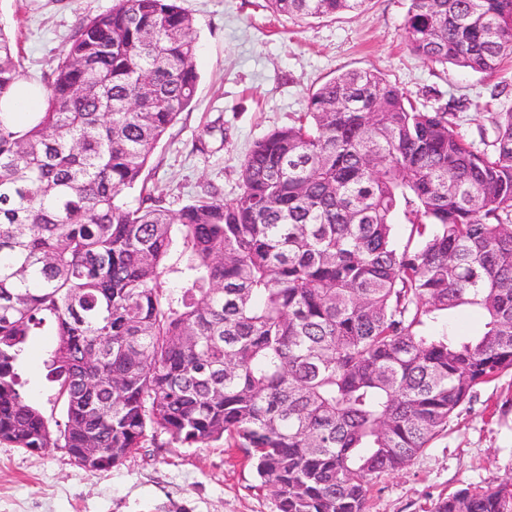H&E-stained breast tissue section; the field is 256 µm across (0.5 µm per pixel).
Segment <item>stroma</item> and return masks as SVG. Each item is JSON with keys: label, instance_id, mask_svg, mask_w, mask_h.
I'll return each instance as SVG.
<instances>
[{"label": "stroma", "instance_id": "obj_1", "mask_svg": "<svg viewBox=\"0 0 512 512\" xmlns=\"http://www.w3.org/2000/svg\"><path fill=\"white\" fill-rule=\"evenodd\" d=\"M118 0H0V26L15 39L20 73L42 81L82 19ZM192 16L200 75L192 107L156 148L145 175L176 211L207 186L239 192L251 144L293 122L306 99L337 74L370 69L434 109L460 105L458 129L479 140L487 113L512 107V52L493 74L426 63L406 47L409 0H369L357 14L288 18L266 0H181ZM52 320L29 336L17 364L20 392L50 421L65 407L47 380L57 347ZM512 482V374L478 388L446 431L404 469L374 480L369 512H431L458 488ZM0 512H276L238 449L217 440L181 445L162 435L126 460L91 472L65 449L31 454L0 441Z\"/></svg>", "mask_w": 512, "mask_h": 512}]
</instances>
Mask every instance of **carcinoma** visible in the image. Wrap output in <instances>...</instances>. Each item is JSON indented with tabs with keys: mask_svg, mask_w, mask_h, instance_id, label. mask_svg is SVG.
I'll return each mask as SVG.
<instances>
[{
	"mask_svg": "<svg viewBox=\"0 0 512 512\" xmlns=\"http://www.w3.org/2000/svg\"><path fill=\"white\" fill-rule=\"evenodd\" d=\"M268 2L319 18L366 0ZM192 30L179 0H119L73 30L31 124L0 112V440L116 466L161 434L222 438L277 512H367L371 481L512 371V108L490 113L481 149L456 113L345 71L252 144L235 199L174 212L143 174L195 99ZM404 30L419 59L492 74L512 0H409ZM19 67L0 28V98ZM465 306L476 336L443 322ZM47 317L55 431L16 372ZM433 512H512V484L460 488Z\"/></svg>",
	"mask_w": 512,
	"mask_h": 512,
	"instance_id": "obj_1",
	"label": "carcinoma"
}]
</instances>
